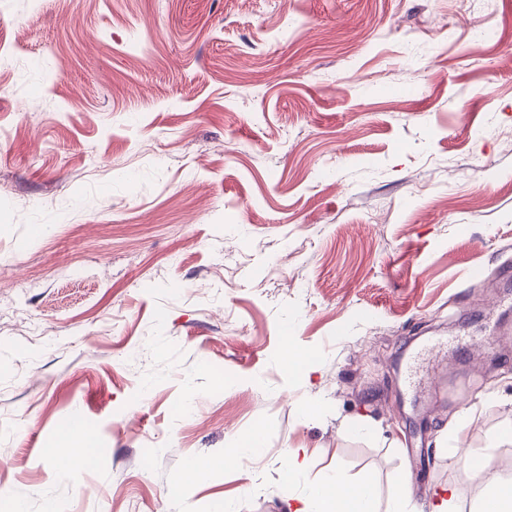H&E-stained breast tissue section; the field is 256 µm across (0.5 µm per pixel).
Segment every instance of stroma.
Instances as JSON below:
<instances>
[{
    "label": "stroma",
    "mask_w": 512,
    "mask_h": 512,
    "mask_svg": "<svg viewBox=\"0 0 512 512\" xmlns=\"http://www.w3.org/2000/svg\"><path fill=\"white\" fill-rule=\"evenodd\" d=\"M0 132V512L512 477V0H0ZM504 444H512V422L507 420L504 425L495 432L490 438V445L486 453L481 455H469L464 459V465L484 470L488 467L491 460L490 450L500 448ZM63 440L55 446L47 448V456L54 462L69 461L87 453L91 446L92 436L86 432L67 427L63 431Z\"/></svg>",
    "instance_id": "35a3bbf8"
}]
</instances>
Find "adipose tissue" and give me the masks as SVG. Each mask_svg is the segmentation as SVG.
<instances>
[{
    "label": "adipose tissue",
    "mask_w": 512,
    "mask_h": 512,
    "mask_svg": "<svg viewBox=\"0 0 512 512\" xmlns=\"http://www.w3.org/2000/svg\"><path fill=\"white\" fill-rule=\"evenodd\" d=\"M376 490L371 483L351 482L341 469L326 473L307 497L294 499L288 512H374Z\"/></svg>",
    "instance_id": "adipose-tissue-1"
}]
</instances>
